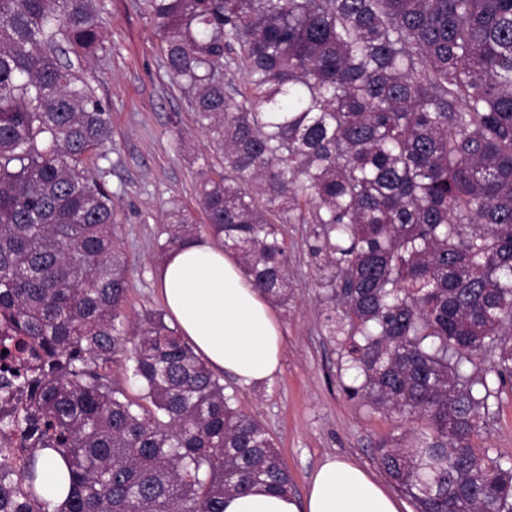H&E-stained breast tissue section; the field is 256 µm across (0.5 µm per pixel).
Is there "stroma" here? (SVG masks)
Returning a JSON list of instances; mask_svg holds the SVG:
<instances>
[{"label":"stroma","mask_w":512,"mask_h":512,"mask_svg":"<svg viewBox=\"0 0 512 512\" xmlns=\"http://www.w3.org/2000/svg\"><path fill=\"white\" fill-rule=\"evenodd\" d=\"M104 49L83 61L81 72L112 115V140L94 171L116 201L129 263L125 313L134 318L162 310L155 270L160 224L172 202L192 203L207 172L209 142L193 123L190 95L167 71L160 37L145 0H100ZM306 228L288 227L297 286L287 307H276L282 330L281 370L266 384L244 387L222 376L245 413L266 426L303 497L310 474L326 457L352 460L379 481L376 449L400 430L343 390V335H326L318 314L314 274L308 263ZM492 452L512 456V390L486 416L481 429Z\"/></svg>","instance_id":"stroma-1"}]
</instances>
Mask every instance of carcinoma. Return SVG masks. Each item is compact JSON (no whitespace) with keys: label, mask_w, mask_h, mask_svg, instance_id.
I'll list each match as a JSON object with an SVG mask.
<instances>
[{"label":"carcinoma","mask_w":512,"mask_h":512,"mask_svg":"<svg viewBox=\"0 0 512 512\" xmlns=\"http://www.w3.org/2000/svg\"><path fill=\"white\" fill-rule=\"evenodd\" d=\"M216 162L161 255L207 233L270 302L305 224L351 398L406 427L377 461L417 512H512V457L478 444L512 380V0H148ZM98 0H0V512H224L293 482L263 423L157 311L126 319L112 191L86 167L111 113L80 68ZM241 84L226 80L231 69ZM484 364L471 372L468 365ZM131 371L143 402L115 372ZM67 498L38 491L41 451ZM45 459L44 492L48 499L62 502L68 493V470L63 459L53 450L42 451Z\"/></svg>","instance_id":"obj_1"}]
</instances>
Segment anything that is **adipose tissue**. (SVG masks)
Here are the masks:
<instances>
[{
	"label": "adipose tissue",
	"mask_w": 512,
	"mask_h": 512,
	"mask_svg": "<svg viewBox=\"0 0 512 512\" xmlns=\"http://www.w3.org/2000/svg\"><path fill=\"white\" fill-rule=\"evenodd\" d=\"M158 279L182 336L212 367L243 386L270 381L279 372L278 320L220 242L205 234L194 238L167 257ZM403 507L365 469L331 457L309 477L303 498L261 489L224 498V512H402Z\"/></svg>",
	"instance_id": "ef3b65f1"
}]
</instances>
